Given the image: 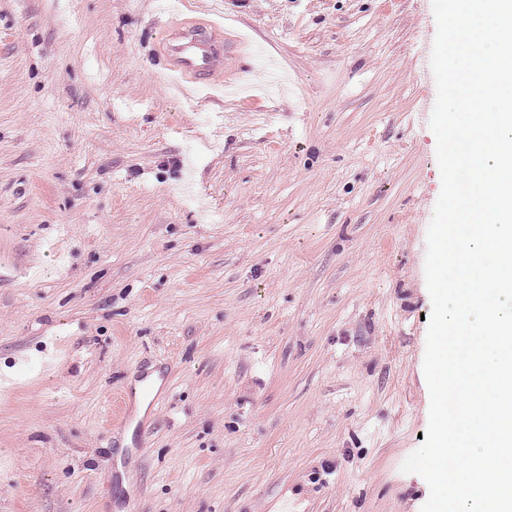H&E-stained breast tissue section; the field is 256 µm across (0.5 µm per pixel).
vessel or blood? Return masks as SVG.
<instances>
[{
    "label": "vessel or blood",
    "mask_w": 512,
    "mask_h": 512,
    "mask_svg": "<svg viewBox=\"0 0 512 512\" xmlns=\"http://www.w3.org/2000/svg\"><path fill=\"white\" fill-rule=\"evenodd\" d=\"M223 27L210 22L185 20L172 24L162 37V47L171 63L166 75L185 94L197 88L220 86L224 83V50L222 48ZM158 392L152 385H144L139 392L130 393L122 405L118 419L128 422L136 402L155 407Z\"/></svg>",
    "instance_id": "b4317fda"
}]
</instances>
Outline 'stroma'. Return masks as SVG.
Listing matches in <instances>:
<instances>
[{
    "label": "stroma",
    "mask_w": 512,
    "mask_h": 512,
    "mask_svg": "<svg viewBox=\"0 0 512 512\" xmlns=\"http://www.w3.org/2000/svg\"><path fill=\"white\" fill-rule=\"evenodd\" d=\"M212 14L230 93L171 95L162 30ZM435 35L432 0H0V512H421ZM159 389H155L154 386L150 384L144 385L137 394L136 392L131 391L129 396H127V401L124 400V405L120 408V413L118 415V419L121 423H126L130 421L132 417V409L133 405L136 404L137 400L147 403L150 409L154 408L157 403Z\"/></svg>",
    "instance_id": "35a3bbf8"
}]
</instances>
